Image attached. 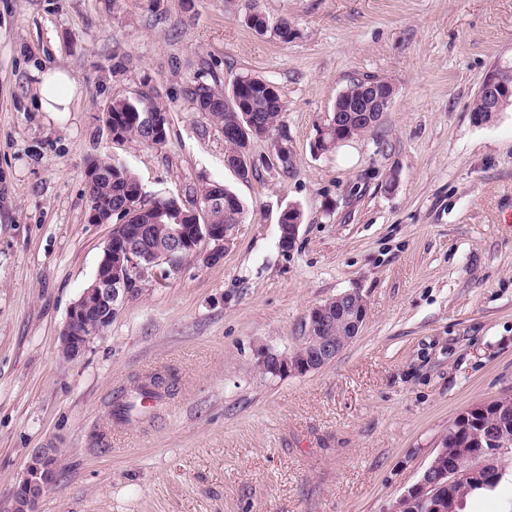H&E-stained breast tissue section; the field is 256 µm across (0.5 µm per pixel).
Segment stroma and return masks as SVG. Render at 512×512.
I'll use <instances>...</instances> for the list:
<instances>
[{"label":"stroma","mask_w":512,"mask_h":512,"mask_svg":"<svg viewBox=\"0 0 512 512\" xmlns=\"http://www.w3.org/2000/svg\"><path fill=\"white\" fill-rule=\"evenodd\" d=\"M254 9L297 38L249 29ZM37 64L72 74L70 111L37 110ZM503 66L512 0H0V512L49 446L39 512H391L459 414L512 395V106L471 112ZM246 74L284 111L242 179L186 89ZM367 76L391 106L317 153ZM144 93L166 141L113 140L99 113ZM106 156L146 197L219 182L244 212L218 262L150 279L69 360L59 333L112 230L84 218L86 165ZM290 204L304 220L284 251ZM346 291L368 315L332 362L260 373L259 350L293 352L308 311ZM154 375L162 406L114 420V397ZM297 213H302L301 209L298 206L290 205L286 207L279 215L278 221L280 219V222L283 221V218L288 215L293 216L297 215ZM285 218L284 224H278L279 226V246L282 250H291L290 248L294 247L299 227L303 223V213H302V219L301 224L300 221L297 220L296 223L290 224L291 221H293V218ZM289 220V222H288Z\"/></svg>","instance_id":"35a3bbf8"}]
</instances>
